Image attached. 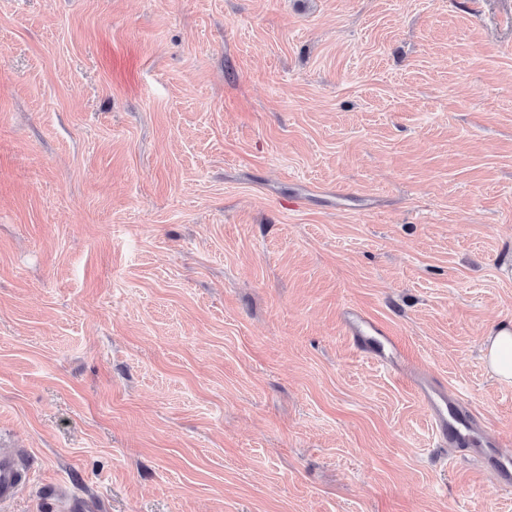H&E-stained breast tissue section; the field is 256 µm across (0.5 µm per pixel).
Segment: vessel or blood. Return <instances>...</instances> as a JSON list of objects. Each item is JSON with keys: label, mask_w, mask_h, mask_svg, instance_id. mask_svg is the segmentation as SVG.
Wrapping results in <instances>:
<instances>
[{"label": "vessel or blood", "mask_w": 512, "mask_h": 512, "mask_svg": "<svg viewBox=\"0 0 512 512\" xmlns=\"http://www.w3.org/2000/svg\"><path fill=\"white\" fill-rule=\"evenodd\" d=\"M342 324L359 352L382 366L407 369L408 361L402 348L384 323L360 309L348 307L342 312ZM412 382L438 437L449 447L475 460L493 475L498 485L511 487L512 458L493 453L484 444L474 442L471 437L474 413L462 396L437 380L416 376ZM17 484L14 460L1 454L0 500L10 499Z\"/></svg>", "instance_id": "obj_1"}]
</instances>
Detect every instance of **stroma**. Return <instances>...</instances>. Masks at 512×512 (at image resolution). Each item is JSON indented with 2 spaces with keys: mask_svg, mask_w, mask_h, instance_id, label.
<instances>
[{
  "mask_svg": "<svg viewBox=\"0 0 512 512\" xmlns=\"http://www.w3.org/2000/svg\"><path fill=\"white\" fill-rule=\"evenodd\" d=\"M512 0H0V512H512ZM342 324L351 336L357 350L384 367L397 366L409 372L418 398L425 405L438 437L448 448L471 457L490 472L502 487L512 486V462L505 455L489 451L484 444L471 438L474 413L462 396L447 388L439 380L420 378L412 369L401 346L389 328L366 312L347 307L342 312ZM488 371L499 382L512 383V324L499 326L487 336L483 353ZM1 448L0 455V500L6 501L11 498L17 484V466L11 456Z\"/></svg>",
  "mask_w": 512,
  "mask_h": 512,
  "instance_id": "stroma-1",
  "label": "stroma"
}]
</instances>
